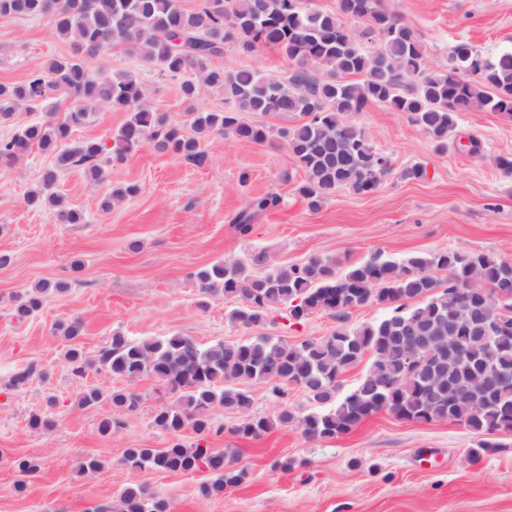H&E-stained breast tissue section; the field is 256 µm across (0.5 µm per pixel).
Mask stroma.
<instances>
[{
    "mask_svg": "<svg viewBox=\"0 0 512 512\" xmlns=\"http://www.w3.org/2000/svg\"><path fill=\"white\" fill-rule=\"evenodd\" d=\"M383 5L416 32L430 72L446 73L462 41L490 56L512 48V0ZM72 52L71 39L61 37L50 18L0 16V83H23L35 66ZM207 66L279 77L289 72L287 59L262 45L251 51L225 46ZM85 67L94 76L134 73L147 105L182 127L188 112L225 109L215 87L199 83L195 96L184 98L180 79L119 47L86 59ZM242 118L266 125L268 142L249 144L215 133L200 162L158 153L146 143L113 160L101 183L81 166L60 171L57 191L65 206L83 213L81 224L54 222L47 209L27 202L28 192L54 166L53 155L33 147L16 164L0 165V512H97L102 506L119 512L121 492L143 483L168 501L169 512H512L511 436L501 453L477 463L470 452L479 438L466 427L401 421L385 411L333 439L309 438L298 427L280 425L257 438H239L232 430L244 417L273 419L284 409L302 416L314 409L299 389L289 388L281 399L261 383L249 384L246 413L211 409L223 433L202 437L188 429L181 435L188 445L234 449L246 472L238 486L207 495L208 472L146 474L123 464L125 449L169 446L171 434L152 422L168 397L150 377L131 382L102 369L73 376L58 324L81 321L80 347L92 360L117 332L135 342L179 333L203 346L259 334L297 343L343 325L377 321L386 310L368 304L343 320L316 311L294 323L282 307L246 327L231 317L242 298L201 293L196 272L259 250L274 265L333 258L342 272L377 249L396 260L414 251L457 249L512 261V178L495 164L497 156L512 155V117L460 113L447 149L440 151L407 113L368 104L348 119L390 157L391 170L373 193L340 190L315 211L297 191L306 174L280 135L296 124V116L246 112ZM471 140L478 142V154L465 151ZM415 163L425 167V178L403 179V170ZM131 183L137 195L110 199L112 190ZM267 193L277 194L279 205L240 235L235 217L249 198ZM106 198L111 208L105 212ZM43 283L49 290L41 311L17 320L16 297ZM31 364L37 368L33 378L12 388L13 374ZM92 387L129 388L144 401L104 435L99 426L113 416L111 404L85 407L77 399ZM33 414L48 416L53 428H31ZM21 458L36 460L39 470L22 475L16 466ZM87 458L98 460L99 470L79 473L77 462ZM287 459L288 469L282 466Z\"/></svg>",
    "mask_w": 512,
    "mask_h": 512,
    "instance_id": "obj_1",
    "label": "stroma"
}]
</instances>
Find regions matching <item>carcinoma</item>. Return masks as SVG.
I'll list each match as a JSON object with an SVG mask.
<instances>
[{"label": "carcinoma", "instance_id": "cac0c4a2", "mask_svg": "<svg viewBox=\"0 0 512 512\" xmlns=\"http://www.w3.org/2000/svg\"><path fill=\"white\" fill-rule=\"evenodd\" d=\"M301 2L201 0L198 9L187 11L179 0H0V16H49L59 35L74 39L75 48L72 57L35 68L21 84H0L1 118L9 117L18 102L44 108L55 92L71 100L63 121L33 122L0 139V164L18 161L35 143L55 154L56 166L43 174L27 202L49 207L59 223L81 224L83 215L64 206L55 190L58 172L83 166L93 180L104 181L107 143L84 140L61 151L58 144L69 138L72 128L90 122L96 109L129 113L111 136L117 157L148 142L160 153L195 161L205 156L203 144L214 132L231 133L250 144L268 142L267 127L243 121L240 113H291L300 122L282 137L307 176L298 192L315 210L339 189L374 192L390 171V158L373 146L363 128L346 120V115L363 111L371 102L409 113L441 148L461 112L512 117V49L489 57L461 42L453 50L448 72L432 73L425 67L417 34L380 0H336V8L328 11L307 9ZM344 17L367 21L366 32L377 38V46L366 47L343 24ZM226 44L245 50L275 47L291 63V74L206 70L207 61L222 54ZM111 47H122L181 78L186 98L195 95L196 75H203L207 84L224 93L230 107L188 113L191 134L183 133L166 113L146 105L137 77L121 72L99 80L87 73L84 58ZM319 66L327 70L323 79L314 72ZM348 76L361 80L348 81ZM277 203L274 194L250 198L235 218L236 229L248 233L253 220ZM436 271L445 272V278H437ZM197 281L204 293L219 290L229 298L243 297L245 303L233 311L232 319L246 327L259 324L280 305L288 306L294 321L314 311L343 318L369 303L388 309V314L298 344L258 335L203 347L181 334L141 342L113 334L97 364L131 381L152 377L175 396L174 404L157 409L153 422L176 437L187 428L200 435L223 433V426L213 425L209 410L216 405L248 409L252 398L245 385L252 382L267 385L278 398L290 386L303 390L315 410L296 417L285 408L278 423L296 424L311 438H335L381 410L409 422L450 420L485 436L473 453L477 461L504 448L491 436L512 434V266L493 254L441 249L394 261L379 249L340 274L331 258L278 266L269 264L266 253L259 251L246 263L204 267ZM481 287L490 290V299L463 293L465 288ZM46 290L38 286L18 297L16 316L39 312ZM414 299L418 303H412ZM417 331L426 337L424 347L432 350V379L412 374L406 362V354L414 349L410 337ZM366 355L371 363L359 384L338 396L343 372ZM65 359L76 376L91 367L74 345L66 350ZM104 400L128 414L138 410L143 396L99 388L78 394L83 406ZM271 426L263 417H252L231 434L258 437ZM122 463L148 473L206 470L214 475L204 487L207 495L235 487L244 478L229 449L199 444L189 448L178 440L162 449L127 448ZM120 502L122 512H169L167 501L147 484L125 489Z\"/></svg>", "mask_w": 512, "mask_h": 512}]
</instances>
